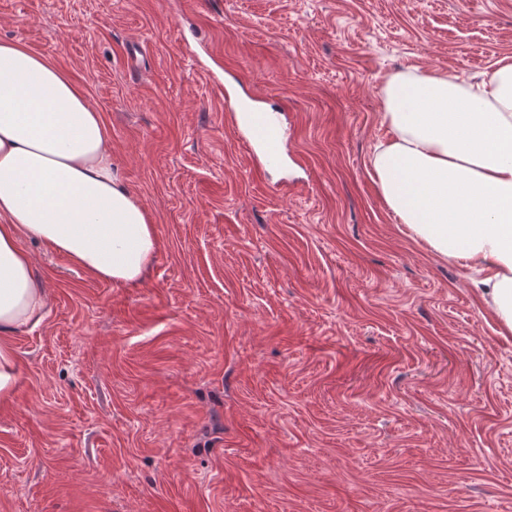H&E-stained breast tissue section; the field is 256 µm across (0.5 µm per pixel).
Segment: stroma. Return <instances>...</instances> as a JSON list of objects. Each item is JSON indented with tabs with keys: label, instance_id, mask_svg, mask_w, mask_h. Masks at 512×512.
Returning a JSON list of instances; mask_svg holds the SVG:
<instances>
[{
	"label": "stroma",
	"instance_id": "1",
	"mask_svg": "<svg viewBox=\"0 0 512 512\" xmlns=\"http://www.w3.org/2000/svg\"><path fill=\"white\" fill-rule=\"evenodd\" d=\"M0 41L100 112L157 240L115 285L22 239L0 512H512V334L370 174L384 82L480 81L512 0H0ZM228 93L287 103L280 168Z\"/></svg>",
	"mask_w": 512,
	"mask_h": 512
}]
</instances>
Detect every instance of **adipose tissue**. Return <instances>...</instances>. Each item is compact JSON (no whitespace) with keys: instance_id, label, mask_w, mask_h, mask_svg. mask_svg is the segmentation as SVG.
Listing matches in <instances>:
<instances>
[{"instance_id":"obj_1","label":"adipose tissue","mask_w":512,"mask_h":512,"mask_svg":"<svg viewBox=\"0 0 512 512\" xmlns=\"http://www.w3.org/2000/svg\"><path fill=\"white\" fill-rule=\"evenodd\" d=\"M392 133L372 155L386 205L415 238L463 269L512 333V60L465 86L403 72L381 88ZM112 283L139 280L156 249L143 206L112 168L109 133L68 75L0 43V399L15 385L9 335L39 323L47 295L21 237Z\"/></svg>"}]
</instances>
